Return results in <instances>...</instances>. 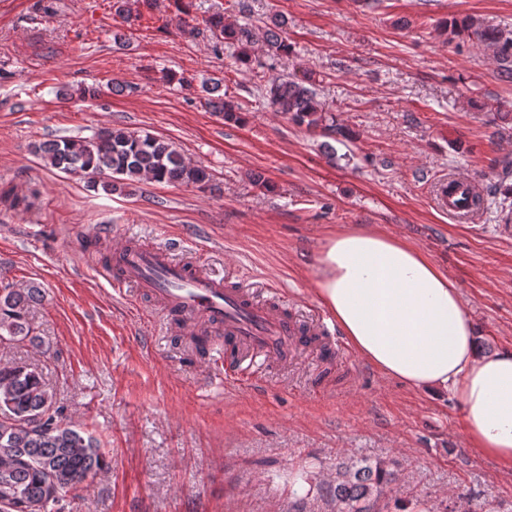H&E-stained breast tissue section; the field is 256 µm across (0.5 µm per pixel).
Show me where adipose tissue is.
Listing matches in <instances>:
<instances>
[{
    "label": "adipose tissue",
    "mask_w": 512,
    "mask_h": 512,
    "mask_svg": "<svg viewBox=\"0 0 512 512\" xmlns=\"http://www.w3.org/2000/svg\"><path fill=\"white\" fill-rule=\"evenodd\" d=\"M316 292L382 375L458 394L471 445L512 469V352L480 353L456 284L422 250L373 227L322 244Z\"/></svg>",
    "instance_id": "obj_1"
}]
</instances>
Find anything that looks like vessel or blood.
I'll use <instances>...</instances> for the list:
<instances>
[{
    "label": "vessel or blood",
    "instance_id": "b4317fda",
    "mask_svg": "<svg viewBox=\"0 0 512 512\" xmlns=\"http://www.w3.org/2000/svg\"><path fill=\"white\" fill-rule=\"evenodd\" d=\"M476 181L458 175L431 187L437 209L456 222L472 223ZM102 276L115 293L136 289L156 301L168 321L193 326L209 336V360L223 366L224 381L237 388L257 385L289 354L323 343L336 353L343 344L337 332L317 323L305 326L283 305L258 300L245 284L216 276L190 260L175 259L171 250L122 240L112 250V266Z\"/></svg>",
    "mask_w": 512,
    "mask_h": 512
}]
</instances>
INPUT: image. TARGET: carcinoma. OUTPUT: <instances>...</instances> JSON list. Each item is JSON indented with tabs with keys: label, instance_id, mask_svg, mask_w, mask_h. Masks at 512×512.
Wrapping results in <instances>:
<instances>
[{
	"label": "carcinoma",
	"instance_id": "cac0c4a2",
	"mask_svg": "<svg viewBox=\"0 0 512 512\" xmlns=\"http://www.w3.org/2000/svg\"><path fill=\"white\" fill-rule=\"evenodd\" d=\"M204 29L221 44H241L238 61L247 64L250 35L245 28L224 23L214 12L202 19ZM286 21L273 19L267 32L268 51L286 56L291 46L281 36ZM469 31L477 41L494 49L501 77L512 79V38L490 28H472L463 22L451 32ZM269 66L259 76L274 111L307 130L333 133L325 124V111L316 89L298 79L272 73ZM224 120L242 122L240 107L221 96L212 102ZM35 151L52 168L80 174L93 184L114 191L123 181L148 177L158 183L193 185L203 190L211 181L206 169L192 166L170 143L150 133L106 128L89 140L65 138L42 143ZM41 290H20L0 285V344L31 337L30 306ZM105 466L99 441L67 421L65 408L44 383L35 366H0V512H63V503L79 498L78 491ZM393 478L379 466H351L336 478V512H370L367 502L379 496Z\"/></svg>",
	"mask_w": 512,
	"mask_h": 512
}]
</instances>
